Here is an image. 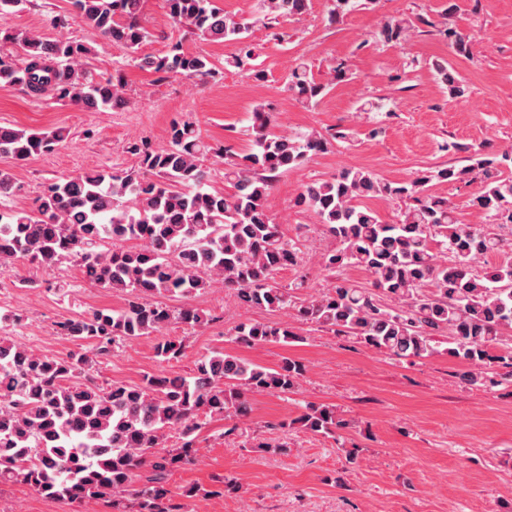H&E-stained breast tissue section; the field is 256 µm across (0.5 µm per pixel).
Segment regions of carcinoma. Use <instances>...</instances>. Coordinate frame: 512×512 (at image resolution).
I'll use <instances>...</instances> for the list:
<instances>
[{
	"instance_id": "1",
	"label": "carcinoma",
	"mask_w": 512,
	"mask_h": 512,
	"mask_svg": "<svg viewBox=\"0 0 512 512\" xmlns=\"http://www.w3.org/2000/svg\"><path fill=\"white\" fill-rule=\"evenodd\" d=\"M168 15L185 33L210 43L235 42L224 58L256 82L268 73L248 41L252 23L302 15L310 0H259L254 22L224 13L215 0H164ZM330 22L377 0H330ZM29 0H0V86H21L34 98L52 96L87 111L122 110L128 105L120 77L97 79L88 42L63 32L47 36L8 22ZM74 16L118 49L135 53L153 37L141 23L145 0H69ZM435 22L390 17L372 40L407 45L418 25ZM448 40L461 55L474 36L445 23ZM18 46L22 53L13 55ZM140 66L162 81L171 75L207 81L218 66L207 56L169 45ZM454 99L468 95L464 79L433 63ZM339 63L329 79L316 80L300 62L290 70L288 88L304 103H316L328 88L349 79ZM355 132L317 131L296 137L272 130L265 104L254 106L247 153L206 142L195 123L183 120L168 131V145L129 143L137 159L126 171L98 167L48 183L31 209L9 204L23 186L0 167V265L27 261L45 270L72 262L82 279L125 297L119 310H99L56 323L57 332L91 348L64 357L39 354L0 336V485L23 483L50 497L104 500L112 512H174L167 505V476L191 460L196 433L214 417L248 415V393L294 392L305 366L290 358L267 370L216 350L201 357L187 375H148L141 385L96 384L95 359L110 356L124 339L149 336L172 324L201 327L217 317L194 307L174 309L164 299L203 293L217 284L235 291L244 308H293L300 320L398 359L430 357L445 337L446 353L464 371L462 383L499 385L512 378V247L491 231L459 221L453 203L432 192L438 183H478L473 205L492 220L512 223V153L481 143H448L442 149L469 153L463 167L437 166L400 182L363 168L344 169L305 185L295 205L337 241L320 255L335 277L325 291L297 302L294 288H280L275 275L301 263L296 242L285 238L267 207L279 176L301 166ZM64 128L35 132L0 126V158L20 162L48 153L65 141ZM224 164V183L211 186L213 165ZM405 204L391 223L363 205L364 198ZM488 253L498 263L473 271ZM364 270L371 287L352 284L344 271ZM233 340L246 345L298 342L288 323L242 322ZM181 340L164 339L156 354L177 361ZM297 423L312 434L331 435L343 427L336 408L308 404ZM178 431L181 445L167 446ZM143 466L150 475L135 484Z\"/></svg>"
}]
</instances>
